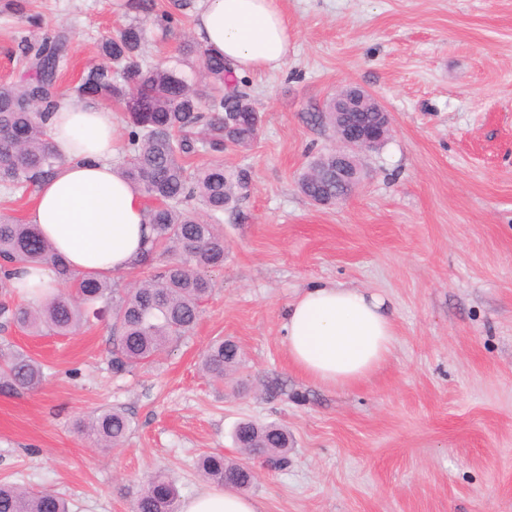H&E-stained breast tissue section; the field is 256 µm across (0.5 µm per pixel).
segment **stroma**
<instances>
[{
  "instance_id": "35a3bbf8",
  "label": "stroma",
  "mask_w": 512,
  "mask_h": 512,
  "mask_svg": "<svg viewBox=\"0 0 512 512\" xmlns=\"http://www.w3.org/2000/svg\"><path fill=\"white\" fill-rule=\"evenodd\" d=\"M281 5L287 59L245 76L264 116L254 144L191 159L252 176L224 214V265L192 335L116 375L109 321L70 336L0 326L45 374L37 390L0 394V482L54 490L71 512H131L157 470L181 498L207 488L196 461L218 452L253 469L248 494L265 512H512V0ZM30 9L41 26L0 9V83L22 76L21 38L60 34L62 93L129 20L117 0ZM192 25L145 23L144 57L173 65ZM350 85L390 112L392 131L361 155L354 193L316 207L298 178L338 143L310 115ZM321 283L370 290L394 310L390 357L349 389L312 380L283 345L288 303ZM221 339L242 353L230 386L200 371ZM101 408L129 416L121 447L77 433ZM244 420L287 426L286 468L237 448Z\"/></svg>"
}]
</instances>
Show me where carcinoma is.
<instances>
[{
	"label": "carcinoma",
	"instance_id": "1",
	"mask_svg": "<svg viewBox=\"0 0 512 512\" xmlns=\"http://www.w3.org/2000/svg\"><path fill=\"white\" fill-rule=\"evenodd\" d=\"M133 15L117 35L99 47L101 62L89 67L74 94L119 105L129 128L120 169L142 194L155 202L146 210L153 237L147 255L162 250L165 263L148 277L123 288L112 279L80 275L55 254L53 246L25 222L0 218V292L13 288V277L24 265H47L63 285L39 303L0 306V318L29 336H69L91 319H110L112 373H131L153 363L193 330L199 305L213 288L208 272L224 266V234L220 215L248 191L251 175L228 170L215 162L196 168L186 158L203 150L221 153L226 144L248 148L263 122L232 65L192 41L181 54L194 56L202 84L183 71L142 58L144 22L170 25L194 8L193 0H170L156 10V0H124ZM67 61V44L60 35L25 45L20 63L30 75L0 84V187L36 186L54 173L60 162L45 121L56 107L55 82ZM239 348L219 340L208 350L203 373L224 383L239 363ZM43 380L40 362L10 343L0 342V392L35 390ZM131 421L116 409L94 412L77 423V431L101 448L121 446ZM238 447L263 459L269 468L288 463V432L276 424L247 420L235 431ZM202 476L218 485L245 490L253 471L228 462L221 454L199 459ZM178 490L165 472L151 474L132 503V512H177ZM0 512H70L53 490H31L0 484Z\"/></svg>",
	"mask_w": 512,
	"mask_h": 512
}]
</instances>
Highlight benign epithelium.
I'll return each mask as SVG.
<instances>
[{"label":"benign epithelium","mask_w":512,"mask_h":512,"mask_svg":"<svg viewBox=\"0 0 512 512\" xmlns=\"http://www.w3.org/2000/svg\"><path fill=\"white\" fill-rule=\"evenodd\" d=\"M335 134L342 145L336 152V197L311 194L309 183L302 184L304 196L317 206H328L346 199L360 180L358 153L378 148L392 128L391 114L371 94L349 87L337 94Z\"/></svg>","instance_id":"benign-epithelium-1"}]
</instances>
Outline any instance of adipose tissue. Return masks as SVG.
<instances>
[{"instance_id":"obj_1","label":"adipose tissue","mask_w":512,"mask_h":512,"mask_svg":"<svg viewBox=\"0 0 512 512\" xmlns=\"http://www.w3.org/2000/svg\"><path fill=\"white\" fill-rule=\"evenodd\" d=\"M193 34L223 54L238 73L279 67L288 56L291 24L280 0H201ZM47 133L63 163L37 185L27 221L72 270L112 276L132 269L150 235L142 193L115 163L119 130L111 108L60 97ZM291 362L317 382L349 388L391 354L395 322L382 296L340 285H315L291 301L284 316ZM179 512H263L255 498L205 489Z\"/></svg>"}]
</instances>
